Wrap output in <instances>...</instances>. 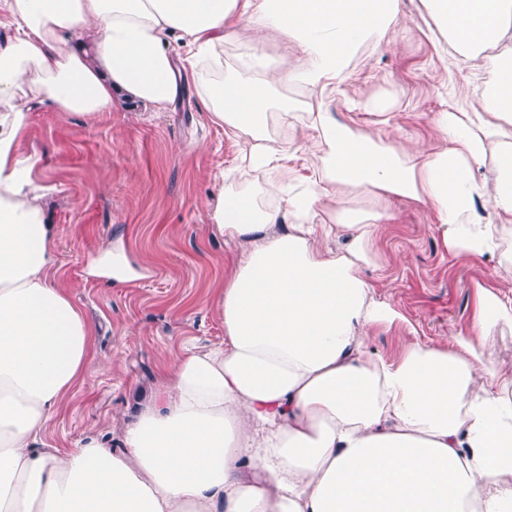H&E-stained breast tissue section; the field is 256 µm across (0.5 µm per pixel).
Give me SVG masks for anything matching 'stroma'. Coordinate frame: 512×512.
Instances as JSON below:
<instances>
[{"label":"stroma","mask_w":512,"mask_h":512,"mask_svg":"<svg viewBox=\"0 0 512 512\" xmlns=\"http://www.w3.org/2000/svg\"><path fill=\"white\" fill-rule=\"evenodd\" d=\"M493 79L483 59L462 64L452 57L421 0H401L395 50H361L331 93L298 83L279 87L276 98L291 108L269 123L275 134L292 135L302 113L321 105L338 121L393 143L411 137L433 143L434 114L453 104L460 87L477 99ZM199 81V71L187 69L184 92L166 112L122 97L95 117L31 107L23 148L40 158L36 180L55 188L50 207L59 273L96 327L84 380L49 429V442L60 448L73 449L91 434L119 437L172 350L186 340L223 341L224 324L208 300L240 247L210 227L208 200L254 183L262 204L279 200L277 184L245 168L242 139L209 122ZM376 96L388 99L389 120L346 106L347 98ZM389 211L393 221L377 240L378 262L365 272L376 298L397 315L392 326L370 332V346L386 356L405 339L436 345L467 328L473 283L498 284L491 262L459 259L443 245L429 207L397 198ZM117 233L151 260L152 275L123 288L85 281V254Z\"/></svg>","instance_id":"obj_1"}]
</instances>
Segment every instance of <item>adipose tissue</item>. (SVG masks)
Listing matches in <instances>:
<instances>
[{
	"label": "adipose tissue",
	"mask_w": 512,
	"mask_h": 512,
	"mask_svg": "<svg viewBox=\"0 0 512 512\" xmlns=\"http://www.w3.org/2000/svg\"><path fill=\"white\" fill-rule=\"evenodd\" d=\"M454 56L487 57L482 111L437 113L439 147L395 145L320 107L307 135L271 133L269 89L325 88L357 51L397 40L399 0H0V512H512V370L490 359L512 296L475 287L469 330L446 344L367 340L392 324L364 272L390 198L430 206L464 259L512 286V0H425ZM287 36V71L225 74L224 41ZM190 50L175 63L171 44ZM205 74L211 122L244 137L254 169L315 172L276 208L244 190L206 204L240 245L211 300L224 340L172 356L118 446L63 451L48 430L82 383L94 328L58 277L52 188L20 141L29 104L97 116L117 94L165 112L185 65ZM370 194L363 208L349 194ZM345 238L337 248L324 239ZM153 265L124 235L86 254L85 281L121 288Z\"/></svg>",
	"instance_id": "1"
}]
</instances>
